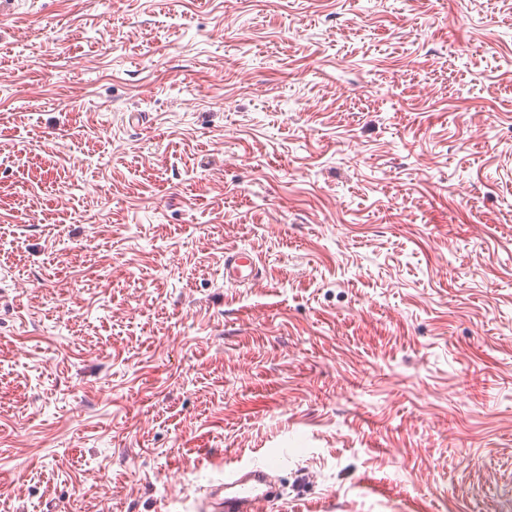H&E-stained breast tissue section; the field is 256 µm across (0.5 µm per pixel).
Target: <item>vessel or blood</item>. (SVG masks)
Listing matches in <instances>:
<instances>
[{"mask_svg": "<svg viewBox=\"0 0 512 512\" xmlns=\"http://www.w3.org/2000/svg\"><path fill=\"white\" fill-rule=\"evenodd\" d=\"M257 273L258 264L247 250L225 252L226 283L243 285L253 280ZM267 485L268 474L263 468L253 466L243 473H231L211 488V512H267L271 503Z\"/></svg>", "mask_w": 512, "mask_h": 512, "instance_id": "obj_1", "label": "vessel or blood"}]
</instances>
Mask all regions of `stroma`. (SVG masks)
I'll use <instances>...</instances> for the list:
<instances>
[{"label":"stroma","instance_id":"obj_1","mask_svg":"<svg viewBox=\"0 0 512 512\" xmlns=\"http://www.w3.org/2000/svg\"><path fill=\"white\" fill-rule=\"evenodd\" d=\"M253 465L512 502V0H0V512ZM255 258L245 249L224 252V281L232 285L249 283L258 274Z\"/></svg>","mask_w":512,"mask_h":512}]
</instances>
